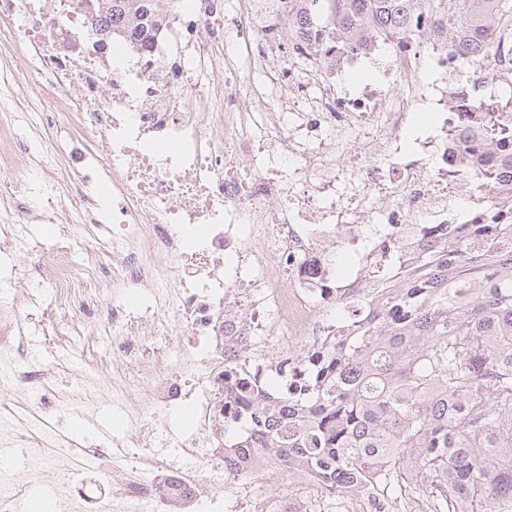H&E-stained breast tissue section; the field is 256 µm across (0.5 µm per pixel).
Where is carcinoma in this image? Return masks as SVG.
<instances>
[{"label":"carcinoma","mask_w":512,"mask_h":512,"mask_svg":"<svg viewBox=\"0 0 512 512\" xmlns=\"http://www.w3.org/2000/svg\"><path fill=\"white\" fill-rule=\"evenodd\" d=\"M336 30L398 34L413 11L441 16L451 41L512 53V0H330ZM164 24L146 0H105L95 27L145 44ZM491 137L512 139V114ZM467 233L445 224L411 252L376 261L383 285L323 352L299 392L254 386L245 432L224 457H284L327 492L395 499L411 475L437 494L433 512H512V211Z\"/></svg>","instance_id":"obj_1"}]
</instances>
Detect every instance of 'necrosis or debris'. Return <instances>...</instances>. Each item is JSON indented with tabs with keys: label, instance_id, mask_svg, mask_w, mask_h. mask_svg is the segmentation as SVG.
Here are the masks:
<instances>
[{
	"label": "necrosis or debris",
	"instance_id": "obj_1",
	"mask_svg": "<svg viewBox=\"0 0 512 512\" xmlns=\"http://www.w3.org/2000/svg\"><path fill=\"white\" fill-rule=\"evenodd\" d=\"M104 0H0V56L26 58L45 75L47 107L67 134L57 145L82 222L112 227V376L50 387L53 365L19 371L15 345L39 290L26 271L0 319V447L46 467V449L109 462L111 486L54 473L64 512H414L411 500L256 493L255 472L298 479L287 463L225 467L213 439L241 421L224 403L225 378L247 351L251 371L296 389L320 351L367 298L370 269L408 224H455L466 197L472 223L500 206L496 189L474 190L497 171L512 179V148L489 140L486 115L462 109L475 96L512 93V55L488 57L447 42L430 17L392 37L370 32L337 45L332 14L301 13L295 0H251L235 32L220 26L224 0L177 9L153 42L110 49L88 33ZM261 37V66L288 78L269 98L230 93L236 47ZM437 123L410 135L416 112ZM112 185V207L97 199ZM52 210L28 207L0 224V252L18 251L29 224ZM354 264L337 275L331 246ZM67 234L45 255L55 302L87 309L100 278ZM276 265L278 278L267 275ZM108 401L120 421L112 442L76 444L57 434L55 411ZM188 408L190 424L159 423Z\"/></svg>",
	"mask_w": 512,
	"mask_h": 512
}]
</instances>
